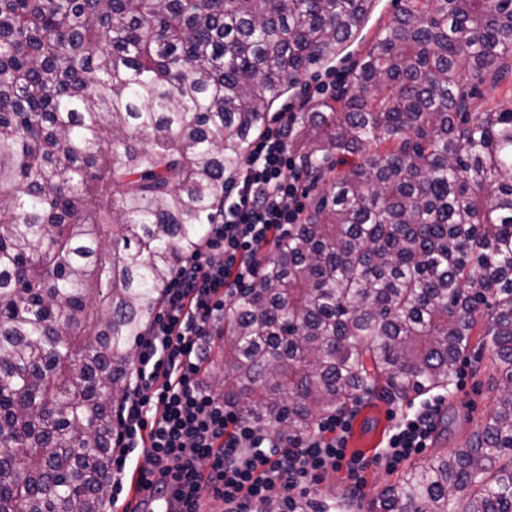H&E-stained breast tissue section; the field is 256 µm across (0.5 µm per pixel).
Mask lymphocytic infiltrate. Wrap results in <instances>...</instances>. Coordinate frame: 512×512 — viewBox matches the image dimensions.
Returning <instances> with one entry per match:
<instances>
[{
  "label": "lymphocytic infiltrate",
  "instance_id": "f902f5d3",
  "mask_svg": "<svg viewBox=\"0 0 512 512\" xmlns=\"http://www.w3.org/2000/svg\"><path fill=\"white\" fill-rule=\"evenodd\" d=\"M287 104L250 146L240 170L224 182V209L202 248L171 276L148 335L137 346L130 392L115 410L108 502L117 505L131 464L140 472L173 474L183 482L175 501L201 512L212 487L224 512H254L276 502L299 512L327 468L347 473L360 491L364 459L346 452L348 417L331 413L309 432L288 439L271 433L223 392L207 387L203 362L224 324V301L258 273L260 243H274L298 223L301 174L289 156ZM444 401L437 394L399 415L381 462L390 469L426 448Z\"/></svg>",
  "mask_w": 512,
  "mask_h": 512
}]
</instances>
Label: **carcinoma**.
Returning a JSON list of instances; mask_svg holds the SVG:
<instances>
[{
    "mask_svg": "<svg viewBox=\"0 0 512 512\" xmlns=\"http://www.w3.org/2000/svg\"><path fill=\"white\" fill-rule=\"evenodd\" d=\"M376 0H0V512H104L114 406L273 104ZM512 0H396L351 91L291 122L317 191L224 308L206 368L288 437L450 384L487 317L502 383L379 512H512ZM357 162L343 173L334 162ZM512 107V73L502 81L494 84L488 75L482 84L472 90L469 98V111L484 112L491 106Z\"/></svg>",
    "mask_w": 512,
    "mask_h": 512,
    "instance_id": "cac0c4a2",
    "label": "carcinoma"
}]
</instances>
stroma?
Segmentation results:
<instances>
[{"mask_svg":"<svg viewBox=\"0 0 512 512\" xmlns=\"http://www.w3.org/2000/svg\"><path fill=\"white\" fill-rule=\"evenodd\" d=\"M393 11L394 0H379L358 40L330 64L311 68L302 84L284 95V102L294 103L304 99L307 87L326 78L329 73H348L369 51L376 35L388 23ZM457 368L465 373L464 383L459 387L449 386L448 401L442 407L437 430L428 447L393 470L376 464L375 459L386 444L394 415L407 410L413 401L409 398L393 401L376 395L364 396L352 409V427L348 437L349 450L361 455L367 463L360 494L358 497H351L344 470L331 469L322 474L317 485V502L334 503L348 499L353 504L351 512H371L387 489L401 480L414 465L426 459L449 455L468 441L493 412L495 397L499 392L491 348L481 330H474L470 347L460 359Z\"/></svg>","mask_w":512,"mask_h":512,"instance_id":"1","label":"stroma"}]
</instances>
